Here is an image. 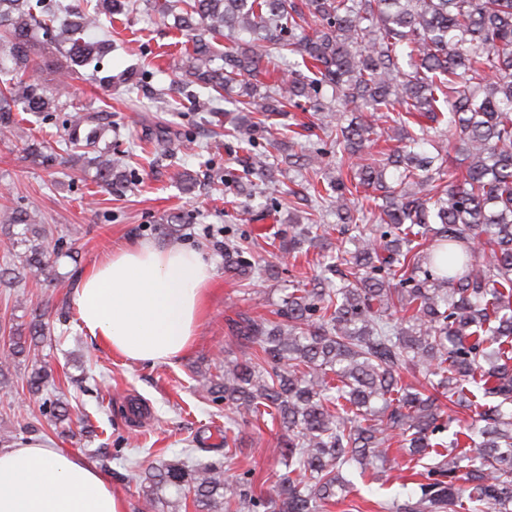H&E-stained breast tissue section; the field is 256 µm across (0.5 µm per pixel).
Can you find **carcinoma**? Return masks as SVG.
Listing matches in <instances>:
<instances>
[{
  "label": "carcinoma",
  "instance_id": "carcinoma-1",
  "mask_svg": "<svg viewBox=\"0 0 512 512\" xmlns=\"http://www.w3.org/2000/svg\"><path fill=\"white\" fill-rule=\"evenodd\" d=\"M189 46L181 68L208 98L239 87L235 111L266 118L306 103L336 120V175L322 173L320 150L281 159L305 172L294 193L308 208L282 253L313 237L316 204L335 194L336 223L354 250L321 268L310 288H295L272 321L240 313L229 333L252 352L224 366L231 412L224 448L249 424L269 417L288 434L274 449L281 470L273 494L254 491L250 471L224 477L222 464L161 461L144 470L137 512H156L172 491L194 512H323L345 490L343 469L369 470L402 442L415 477L403 500L376 512H512V0H178ZM128 0H0V135L15 112L62 111L32 77L29 29L66 44L64 82L98 64L110 45L93 37L101 16L126 13ZM312 29V34L302 32ZM146 72H125L129 91ZM263 121L237 118L246 157L227 173L240 196L255 180L273 181L255 135ZM386 147L364 152L369 143ZM32 140L25 151L50 167L58 144ZM98 186L123 177L121 163L85 136ZM3 221L22 226L27 249L14 253L35 277L58 278L43 236L23 210ZM224 268L253 272L238 246L224 244ZM401 311V318L393 313ZM31 353L9 334L0 379L15 357ZM411 367L431 375L404 386ZM465 405L472 422L447 443L454 421L441 399Z\"/></svg>",
  "mask_w": 512,
  "mask_h": 512
}]
</instances>
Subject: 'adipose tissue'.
I'll list each match as a JSON object with an SVG mask.
<instances>
[{
    "instance_id": "adipose-tissue-1",
    "label": "adipose tissue",
    "mask_w": 512,
    "mask_h": 512,
    "mask_svg": "<svg viewBox=\"0 0 512 512\" xmlns=\"http://www.w3.org/2000/svg\"><path fill=\"white\" fill-rule=\"evenodd\" d=\"M212 266L193 249L133 241L84 275L74 303L84 329L137 363H170L192 347ZM0 512H125L110 478L40 439L0 448Z\"/></svg>"
}]
</instances>
